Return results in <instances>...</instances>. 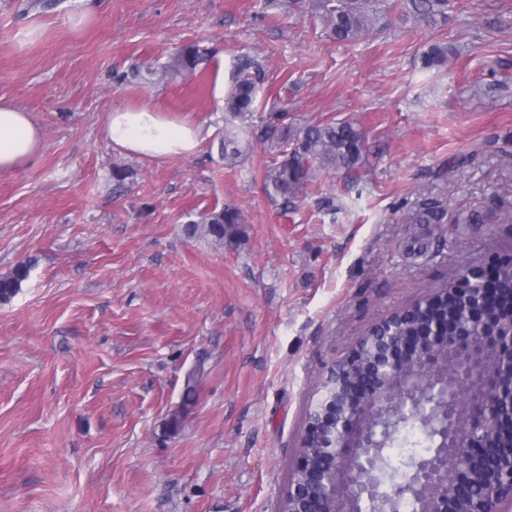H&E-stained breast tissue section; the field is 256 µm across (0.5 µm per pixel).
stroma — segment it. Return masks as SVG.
Instances as JSON below:
<instances>
[{
    "label": "stroma",
    "instance_id": "1",
    "mask_svg": "<svg viewBox=\"0 0 512 512\" xmlns=\"http://www.w3.org/2000/svg\"><path fill=\"white\" fill-rule=\"evenodd\" d=\"M262 2L0 0V98L43 133L25 167L0 173V275L31 264L0 303V512H277L326 368L372 324L512 250L469 228L418 254L406 222L426 199L465 211L497 196L494 226L512 225V0H449L434 24L379 0L351 43L310 8ZM433 43L448 64L426 71ZM187 45L208 54L194 75L149 80ZM242 54L265 70L243 127L283 107L294 127L353 122L357 175L315 172L286 207L264 183L273 147L246 137L222 160L218 82ZM145 101L204 127L193 155L113 150L107 112ZM116 164L132 172L120 187ZM227 204L245 218L237 243L188 234Z\"/></svg>",
    "mask_w": 512,
    "mask_h": 512
}]
</instances>
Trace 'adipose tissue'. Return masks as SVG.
Segmentation results:
<instances>
[{
	"instance_id": "ef3b65f1",
	"label": "adipose tissue",
	"mask_w": 512,
	"mask_h": 512,
	"mask_svg": "<svg viewBox=\"0 0 512 512\" xmlns=\"http://www.w3.org/2000/svg\"><path fill=\"white\" fill-rule=\"evenodd\" d=\"M106 131L114 148L150 160L191 155L202 136L200 126L172 119L148 103L109 112ZM42 145V131L29 113L16 103L0 98V173L21 169Z\"/></svg>"
}]
</instances>
